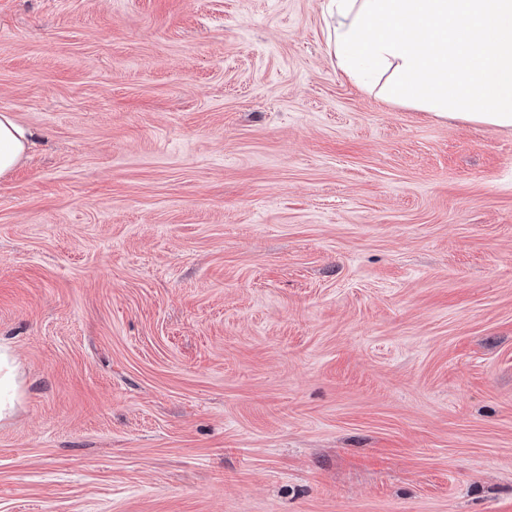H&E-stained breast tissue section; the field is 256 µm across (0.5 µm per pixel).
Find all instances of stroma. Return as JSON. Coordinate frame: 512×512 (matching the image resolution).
Returning <instances> with one entry per match:
<instances>
[{"instance_id":"1","label":"stroma","mask_w":512,"mask_h":512,"mask_svg":"<svg viewBox=\"0 0 512 512\" xmlns=\"http://www.w3.org/2000/svg\"><path fill=\"white\" fill-rule=\"evenodd\" d=\"M323 2L0 0V512H512V129ZM29 142L28 130L8 112L0 113V177L11 173ZM17 364L7 350L0 351V420L14 414L19 400Z\"/></svg>"}]
</instances>
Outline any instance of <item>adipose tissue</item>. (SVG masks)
<instances>
[{
    "label": "adipose tissue",
    "instance_id": "ef3b65f1",
    "mask_svg": "<svg viewBox=\"0 0 512 512\" xmlns=\"http://www.w3.org/2000/svg\"><path fill=\"white\" fill-rule=\"evenodd\" d=\"M327 46L350 82L438 117L512 129V0H324ZM29 133L0 113V177Z\"/></svg>",
    "mask_w": 512,
    "mask_h": 512
}]
</instances>
